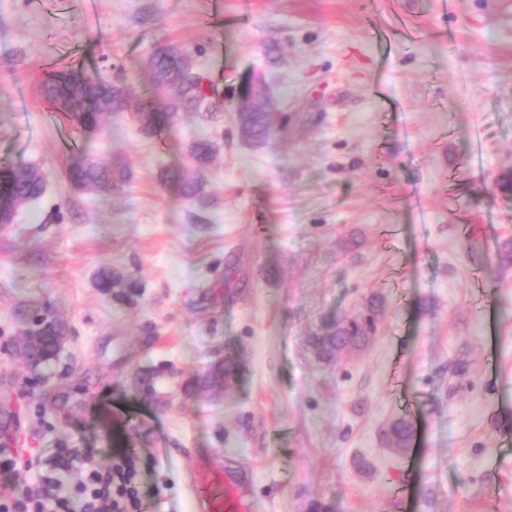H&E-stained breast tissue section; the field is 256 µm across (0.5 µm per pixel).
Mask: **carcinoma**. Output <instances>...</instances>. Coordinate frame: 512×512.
Instances as JSON below:
<instances>
[{
  "label": "carcinoma",
  "instance_id": "1",
  "mask_svg": "<svg viewBox=\"0 0 512 512\" xmlns=\"http://www.w3.org/2000/svg\"><path fill=\"white\" fill-rule=\"evenodd\" d=\"M146 66L154 87L148 96H132L103 74L91 75L79 67L50 75L43 83V91L56 111L64 113L77 127L89 131L103 126L114 112H129L143 132L153 136L167 129L179 112L207 111L204 76L196 69L189 52L172 45L157 48L147 56ZM266 103L267 97L261 91L250 90L240 99L243 131L254 145L262 144L271 133ZM214 152L213 142L205 135L190 147L199 169L211 161ZM68 177L97 193L123 186L130 180V173L120 163L87 159L72 165ZM0 185L7 192L10 204L19 207L42 196L44 177L34 166H0ZM181 192L188 200H201L204 194L201 173L183 179ZM380 313L381 302L375 296L369 300L366 313L336 322L327 333L311 337L310 346L319 358L328 361L351 348L360 349L374 337ZM386 436L394 447L404 450L411 444L413 428L408 422L398 420L389 427Z\"/></svg>",
  "mask_w": 512,
  "mask_h": 512
}]
</instances>
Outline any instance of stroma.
<instances>
[{"mask_svg": "<svg viewBox=\"0 0 512 512\" xmlns=\"http://www.w3.org/2000/svg\"><path fill=\"white\" fill-rule=\"evenodd\" d=\"M171 44L222 99L159 135L127 114L84 132L40 92L79 65L145 95ZM258 84L273 132L253 145L236 102ZM86 157L129 184L72 188ZM4 164L46 191L0 224V495L56 449H126L144 512H194L198 448L253 512H512V0H0ZM104 270L127 288L102 292ZM375 295L370 344L319 361L310 336ZM39 316L63 336L34 370L15 349ZM401 418L404 453L384 435ZM214 152V144L206 135L201 136L191 144L190 153L197 165V173L194 177L182 180L181 192L186 199L196 201L202 199L204 183L201 178V168L211 161Z\"/></svg>", "mask_w": 512, "mask_h": 512, "instance_id": "1", "label": "stroma"}]
</instances>
